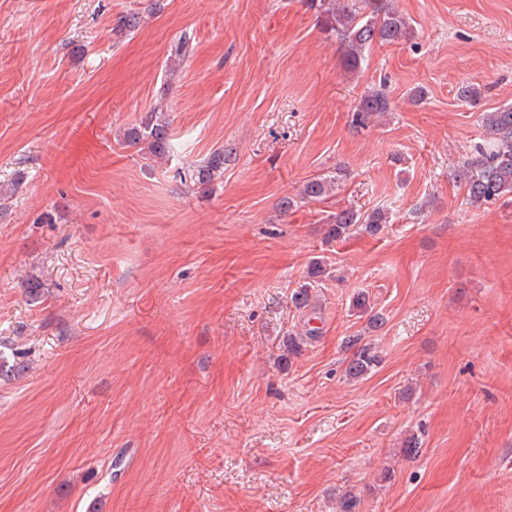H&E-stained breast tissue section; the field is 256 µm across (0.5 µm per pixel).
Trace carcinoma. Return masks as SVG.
I'll use <instances>...</instances> for the list:
<instances>
[{
    "instance_id": "cac0c4a2",
    "label": "carcinoma",
    "mask_w": 512,
    "mask_h": 512,
    "mask_svg": "<svg viewBox=\"0 0 512 512\" xmlns=\"http://www.w3.org/2000/svg\"><path fill=\"white\" fill-rule=\"evenodd\" d=\"M307 9L315 15L321 33L336 39L339 44L344 68L352 73L360 69L365 51L375 45H395L406 41L413 29L398 10L394 0H303ZM393 110L388 95L381 89H370L361 95L352 112V125L362 128L377 116ZM486 144L453 172V178L463 186L471 204L481 207L512 198V106L498 107L482 114ZM124 143L137 147L155 160L168 161L174 150L171 122L156 109L146 113L140 123L123 132ZM232 150L222 147L214 150L198 166L180 176L184 185L191 186L205 195L213 192L218 180L224 177V165L228 164ZM340 178L335 175H316L307 179L297 197H284L277 208L283 214L300 202L324 201L339 189ZM389 223L387 213L380 209L360 213L340 209L324 217L327 243L345 239L351 233L363 231L371 236L379 234ZM326 269L320 262L311 263L309 282L293 294L292 301L298 307L309 306L310 290L323 280ZM353 309L371 313L370 324L383 325L382 318L373 312L370 297L361 292L353 296ZM346 348L352 355L345 367L346 376L359 380L369 375L380 363V357L371 344L360 335L346 339ZM361 497L346 492L336 501V512H360Z\"/></svg>"
}]
</instances>
